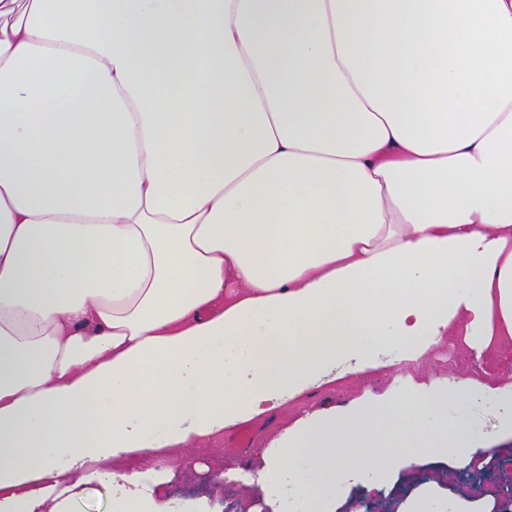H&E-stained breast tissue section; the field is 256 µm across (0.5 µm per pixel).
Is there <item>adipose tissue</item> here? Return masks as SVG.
<instances>
[{
    "instance_id": "adipose-tissue-1",
    "label": "adipose tissue",
    "mask_w": 512,
    "mask_h": 512,
    "mask_svg": "<svg viewBox=\"0 0 512 512\" xmlns=\"http://www.w3.org/2000/svg\"><path fill=\"white\" fill-rule=\"evenodd\" d=\"M0 512H172L145 452L512 339V0H0ZM306 412L258 482L512 437V372ZM451 415L446 436L436 417ZM112 491L105 483L92 481L84 486L72 505L73 512H111Z\"/></svg>"
}]
</instances>
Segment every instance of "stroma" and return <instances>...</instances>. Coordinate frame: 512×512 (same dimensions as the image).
<instances>
[{
  "instance_id": "stroma-1",
  "label": "stroma",
  "mask_w": 512,
  "mask_h": 512,
  "mask_svg": "<svg viewBox=\"0 0 512 512\" xmlns=\"http://www.w3.org/2000/svg\"><path fill=\"white\" fill-rule=\"evenodd\" d=\"M474 358L459 354L455 341L433 350L424 361H403L393 366L371 370L361 380L344 379L335 387L303 397L273 418L246 423L250 432L248 446L237 443V432H230L210 441L203 448L187 451V459L198 465L200 476L222 475L226 465L237 468L238 475L224 480V512H275L279 493L261 484L244 487L242 480L254 474L251 451L267 447L305 411L322 403L347 404L351 399L370 395L386 403L389 394L410 393L422 383L463 379L478 374ZM480 445L492 447L491 456L474 455L468 460L427 462L410 474L399 476L365 471L350 472L338 482L343 504L336 512H357L358 503L373 500L385 505L387 512H408L411 503L427 494L436 504L458 498L468 503V512H507L512 502L502 496L503 484L512 483V441L501 440L499 421L491 406L476 409L471 414Z\"/></svg>"
}]
</instances>
